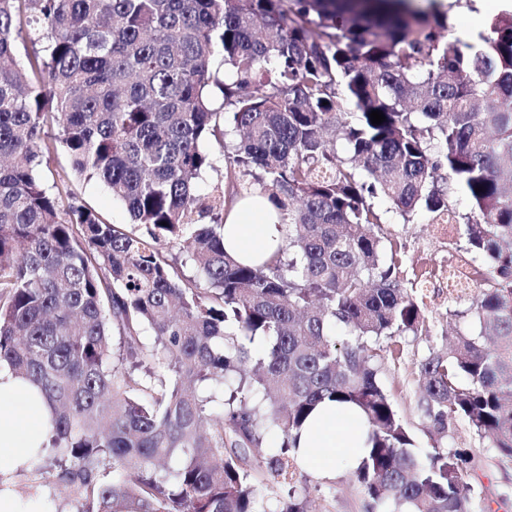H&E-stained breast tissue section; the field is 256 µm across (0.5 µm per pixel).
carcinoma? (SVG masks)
Here are the masks:
<instances>
[{
  "instance_id": "obj_1",
  "label": "carcinoma",
  "mask_w": 512,
  "mask_h": 512,
  "mask_svg": "<svg viewBox=\"0 0 512 512\" xmlns=\"http://www.w3.org/2000/svg\"><path fill=\"white\" fill-rule=\"evenodd\" d=\"M451 32L441 0H0V369L52 414L25 495L52 477L75 512H310L294 442L332 399L367 418L346 469L366 512H468L451 423L512 463V12ZM212 140L224 181L200 194ZM55 142L69 168L49 181ZM82 177L132 223L70 193ZM257 190L285 246L248 265L224 207ZM381 198L466 221L486 260L478 331L421 364L424 452L378 379L389 340L425 332L380 262Z\"/></svg>"
}]
</instances>
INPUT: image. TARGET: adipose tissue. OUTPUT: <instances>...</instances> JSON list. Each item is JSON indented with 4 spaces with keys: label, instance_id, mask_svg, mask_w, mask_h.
<instances>
[{
    "label": "adipose tissue",
    "instance_id": "ef3b65f1",
    "mask_svg": "<svg viewBox=\"0 0 512 512\" xmlns=\"http://www.w3.org/2000/svg\"><path fill=\"white\" fill-rule=\"evenodd\" d=\"M284 244L282 216L266 195L237 199L224 212V248L244 263L267 259ZM50 411L39 389L0 370V482L15 472L49 439ZM367 422L351 404L320 403L300 431L296 454L316 476L332 479L357 465L366 446Z\"/></svg>",
    "mask_w": 512,
    "mask_h": 512
}]
</instances>
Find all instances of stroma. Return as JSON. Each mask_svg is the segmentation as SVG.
Masks as SVG:
<instances>
[{"label": "stroma", "instance_id": "obj_1", "mask_svg": "<svg viewBox=\"0 0 512 512\" xmlns=\"http://www.w3.org/2000/svg\"><path fill=\"white\" fill-rule=\"evenodd\" d=\"M71 188L108 223H129L126 208L113 199L101 182L76 179ZM435 231V225L422 218L404 224L398 217H390L384 227L381 250L383 262L398 258L400 275L405 282L414 283L413 295L425 315L426 334L398 337L399 353L385 354L378 362L381 383L411 429L417 446L422 448L429 447L431 440L426 433L420 405V365L432 349L441 346L444 333L467 331L474 321L470 310L471 295L461 296L442 288L416 285L422 272L432 270L441 261L473 258L463 235V226L452 227L444 240L437 239ZM443 445L447 448L468 447L476 452V466L470 470L468 480L480 487L481 494L473 499L470 512H512V465L500 464L489 439L477 436L464 420L459 419L454 421ZM299 483L311 487L317 512H364L360 489L345 476L328 480L307 473L300 477Z\"/></svg>", "mask_w": 512, "mask_h": 512}]
</instances>
